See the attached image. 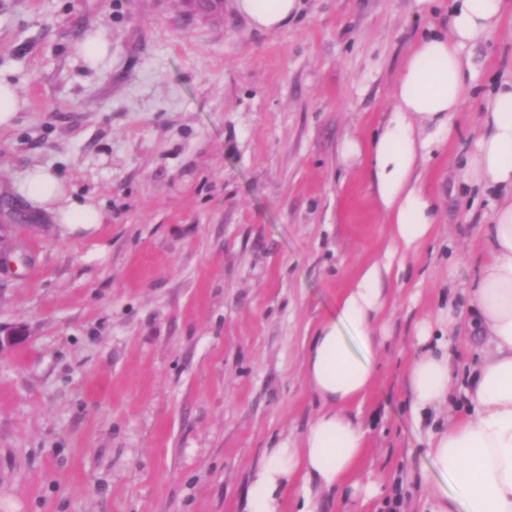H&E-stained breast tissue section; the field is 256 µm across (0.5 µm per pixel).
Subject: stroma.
Returning <instances> with one entry per match:
<instances>
[{"instance_id":"stroma-1","label":"stroma","mask_w":512,"mask_h":512,"mask_svg":"<svg viewBox=\"0 0 512 512\" xmlns=\"http://www.w3.org/2000/svg\"><path fill=\"white\" fill-rule=\"evenodd\" d=\"M448 28L435 0H303L255 28L224 0H0V79L28 105L0 130V194L55 171L101 203L74 232L24 222L0 271V512H243L266 451L299 443L321 403L306 348L390 226L367 154L406 58ZM112 53L89 67L79 46ZM476 80L421 169L436 224L380 284L374 389L356 486L324 512H375L360 486L422 512L435 473L406 373L437 311L465 304L488 244L489 196L463 177L492 84L512 74V11L471 48ZM356 141L359 155L346 158Z\"/></svg>"}]
</instances>
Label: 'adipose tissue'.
I'll use <instances>...</instances> for the list:
<instances>
[{
    "label": "adipose tissue",
    "instance_id": "1",
    "mask_svg": "<svg viewBox=\"0 0 512 512\" xmlns=\"http://www.w3.org/2000/svg\"><path fill=\"white\" fill-rule=\"evenodd\" d=\"M239 11L266 31L284 28L301 0H237ZM506 0H448V29L417 42L393 89L392 114L369 148L378 208L391 226L388 261L365 266L314 336L304 363L311 391L325 404L298 446L267 451L247 491L245 512H281L293 480L302 483L296 512H321L324 493L345 484L366 445V431L349 412L364 401L378 377L375 333L384 308L379 284L394 262L416 253L436 222L433 200L417 170L452 133L453 121L475 78L469 47L495 30ZM465 179L495 195L488 224L489 253L459 317L482 354L465 390L469 413L450 414L453 340L447 310L424 327L421 352L407 373L415 424L426 425L425 455L438 488L427 491L429 512H512V78L486 97L477 151ZM36 220L67 227L102 223L89 195L72 194L55 173L27 170L18 187Z\"/></svg>",
    "mask_w": 512,
    "mask_h": 512
}]
</instances>
